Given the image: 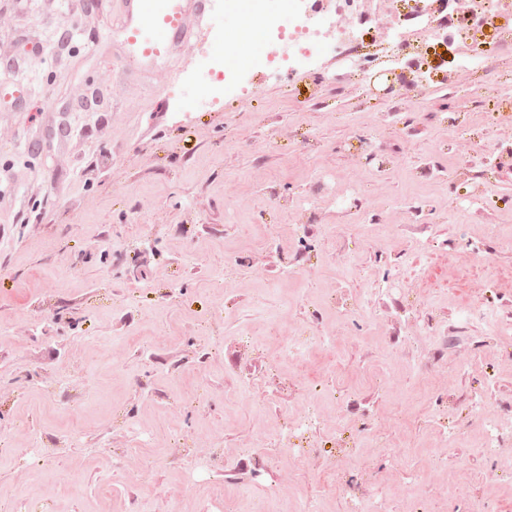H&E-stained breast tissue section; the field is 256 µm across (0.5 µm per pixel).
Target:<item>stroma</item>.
<instances>
[{"label":"stroma","mask_w":512,"mask_h":512,"mask_svg":"<svg viewBox=\"0 0 512 512\" xmlns=\"http://www.w3.org/2000/svg\"><path fill=\"white\" fill-rule=\"evenodd\" d=\"M250 9L216 0L208 40L121 83L111 14L0 0V83L30 90L0 102V512H349L338 475L364 512H512V461L479 450L512 335L458 328L512 314V167L480 151L512 141V60L446 87L437 44L430 82L339 98L239 41ZM312 325L327 349L281 360ZM307 415L304 465H255ZM478 319L492 326L491 329L495 330L497 335H508L512 329V321L508 320L507 326L500 322L498 315L491 309L484 308L480 305H471L466 310L462 311L460 321L470 322Z\"/></svg>","instance_id":"stroma-1"}]
</instances>
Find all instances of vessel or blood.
<instances>
[{"mask_svg":"<svg viewBox=\"0 0 512 512\" xmlns=\"http://www.w3.org/2000/svg\"><path fill=\"white\" fill-rule=\"evenodd\" d=\"M211 0H112L128 68L140 72L169 62L201 33Z\"/></svg>","mask_w":512,"mask_h":512,"instance_id":"1","label":"vessel or blood"}]
</instances>
